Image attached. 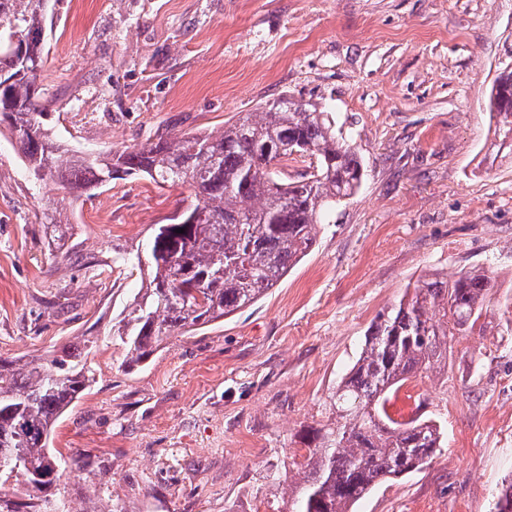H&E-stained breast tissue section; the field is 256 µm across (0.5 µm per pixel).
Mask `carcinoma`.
I'll return each instance as SVG.
<instances>
[{
  "label": "carcinoma",
  "mask_w": 512,
  "mask_h": 512,
  "mask_svg": "<svg viewBox=\"0 0 512 512\" xmlns=\"http://www.w3.org/2000/svg\"><path fill=\"white\" fill-rule=\"evenodd\" d=\"M49 0H0V123L37 183L60 192L44 207L47 223L64 232L66 201L114 180L141 177L159 187L189 185L195 204L154 229L148 285L112 325L126 361H146L175 331L191 332L253 306L311 251L316 228L336 203L354 195L364 168L355 149L336 137L328 113L283 95L258 112H241L221 131L160 137L133 149L90 154L63 144L45 122L44 69ZM20 34L24 52L9 50ZM489 117L512 142V64L494 80ZM310 159L311 172L290 179L292 156ZM184 232H179V229ZM495 284L480 269L446 281L424 276L365 334L354 363L328 395L334 422L299 435L308 450L301 472L271 475L288 485L289 512H352L383 483L428 465L444 443L441 427L414 414L399 420L389 403L409 378L448 362V337L470 333ZM82 340L40 359H0V485L18 474L28 499L0 496V512H71L52 493V472L87 458L55 456L49 443L58 421L94 380ZM494 512H512V476L494 496Z\"/></svg>",
  "instance_id": "cac0c4a2"
}]
</instances>
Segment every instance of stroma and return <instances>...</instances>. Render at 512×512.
I'll list each match as a JSON object with an SVG mask.
<instances>
[{"label":"stroma","instance_id":"stroma-1","mask_svg":"<svg viewBox=\"0 0 512 512\" xmlns=\"http://www.w3.org/2000/svg\"><path fill=\"white\" fill-rule=\"evenodd\" d=\"M51 2L47 122L71 148L216 131L285 95L328 112L366 168L268 295L127 366L108 332L148 275L125 259L192 191L114 181L72 203L57 239L53 183L32 184L0 134V358L97 339L96 381L52 439L99 463L60 475L76 512H281L286 487L255 488L269 465L301 466L299 432L332 421L327 396L378 314L471 268L495 282L486 311L394 406L445 444L355 512H491L512 475V152L488 92L512 63V0Z\"/></svg>","mask_w":512,"mask_h":512}]
</instances>
